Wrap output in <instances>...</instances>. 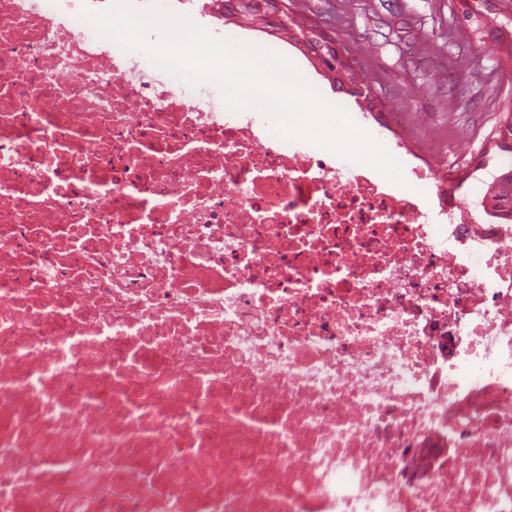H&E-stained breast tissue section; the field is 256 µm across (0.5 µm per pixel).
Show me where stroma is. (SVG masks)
Wrapping results in <instances>:
<instances>
[{
  "mask_svg": "<svg viewBox=\"0 0 512 512\" xmlns=\"http://www.w3.org/2000/svg\"><path fill=\"white\" fill-rule=\"evenodd\" d=\"M290 9L332 41L386 111L402 114L418 163L480 195L512 166L488 138L512 99V0H490L469 19L464 0H290ZM304 67L329 103L393 140V126L376 125L312 62Z\"/></svg>",
  "mask_w": 512,
  "mask_h": 512,
  "instance_id": "stroma-1",
  "label": "stroma"
}]
</instances>
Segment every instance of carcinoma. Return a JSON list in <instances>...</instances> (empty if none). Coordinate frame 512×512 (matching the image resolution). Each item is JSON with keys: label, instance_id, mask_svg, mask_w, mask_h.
I'll return each instance as SVG.
<instances>
[{"label": "carcinoma", "instance_id": "cac0c4a2", "mask_svg": "<svg viewBox=\"0 0 512 512\" xmlns=\"http://www.w3.org/2000/svg\"><path fill=\"white\" fill-rule=\"evenodd\" d=\"M212 4L217 6L214 15L220 20L236 17L247 24H259L267 28L269 35L277 38L295 33L296 42L302 44L304 50L311 53L326 73L332 76L336 89L364 98L370 112L376 108L371 91L357 87V74L340 58L336 48L296 24L288 12V0H212ZM494 187L506 189L508 193L498 203L491 205L486 214L499 220L512 221V168L496 176L488 185L490 189Z\"/></svg>", "mask_w": 512, "mask_h": 512}]
</instances>
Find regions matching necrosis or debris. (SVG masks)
Segmentation results:
<instances>
[{
  "instance_id": "obj_1",
  "label": "necrosis or debris",
  "mask_w": 512,
  "mask_h": 512,
  "mask_svg": "<svg viewBox=\"0 0 512 512\" xmlns=\"http://www.w3.org/2000/svg\"><path fill=\"white\" fill-rule=\"evenodd\" d=\"M97 10L0 0V512H512V223Z\"/></svg>"
}]
</instances>
